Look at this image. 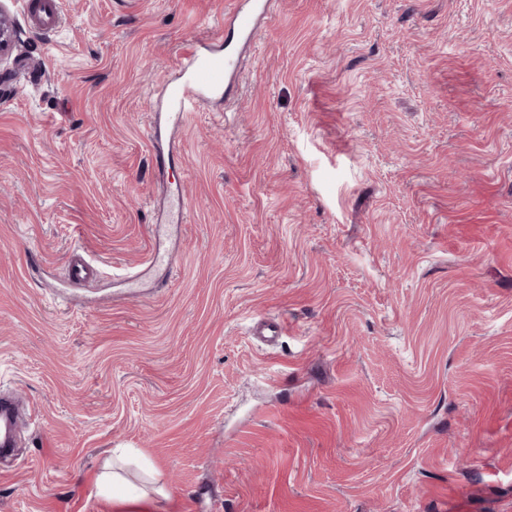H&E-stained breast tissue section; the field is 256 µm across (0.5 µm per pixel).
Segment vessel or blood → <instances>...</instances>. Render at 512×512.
I'll use <instances>...</instances> for the list:
<instances>
[{
	"label": "vessel or blood",
	"mask_w": 512,
	"mask_h": 512,
	"mask_svg": "<svg viewBox=\"0 0 512 512\" xmlns=\"http://www.w3.org/2000/svg\"><path fill=\"white\" fill-rule=\"evenodd\" d=\"M271 7V0H232L231 9L224 15L226 32L223 46L193 42L188 45L175 65L177 76L164 88L169 111L154 115L157 129L175 125L186 112L214 96L229 93L236 72L240 53L249 46L258 30L259 22ZM166 221L151 227L152 245L142 265L128 268L123 275L125 288L140 287L147 273L156 267L170 266L175 255L166 245L173 228L187 223L189 204L183 185L167 183ZM100 269L83 250L71 252L67 260V275L72 284L81 285L98 278ZM17 426V414L12 400L0 398V449L9 450V439Z\"/></svg>",
	"instance_id": "vessel-or-blood-1"
}]
</instances>
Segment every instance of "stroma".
Wrapping results in <instances>:
<instances>
[{
  "label": "stroma",
  "instance_id": "1",
  "mask_svg": "<svg viewBox=\"0 0 512 512\" xmlns=\"http://www.w3.org/2000/svg\"><path fill=\"white\" fill-rule=\"evenodd\" d=\"M231 6L0 0V392L36 407L0 512H512V0H277L171 136L176 265L113 303L164 217L149 102ZM19 38L10 19L7 15L0 12V83L6 82L11 76L7 69H2V65L7 63L8 59L15 50ZM66 269L68 279L74 285L93 281L100 275V268L81 249L71 252Z\"/></svg>",
  "mask_w": 512,
  "mask_h": 512
}]
</instances>
